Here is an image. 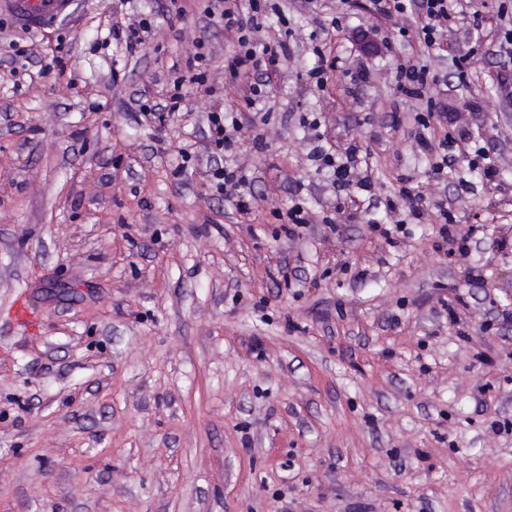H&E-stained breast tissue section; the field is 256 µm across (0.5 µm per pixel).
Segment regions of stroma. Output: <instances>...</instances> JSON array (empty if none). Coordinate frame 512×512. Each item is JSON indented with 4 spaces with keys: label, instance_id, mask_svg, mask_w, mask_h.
<instances>
[{
    "label": "stroma",
    "instance_id": "obj_1",
    "mask_svg": "<svg viewBox=\"0 0 512 512\" xmlns=\"http://www.w3.org/2000/svg\"><path fill=\"white\" fill-rule=\"evenodd\" d=\"M179 2L170 20L169 0H76L35 31L0 14V512H512V56L477 54L459 80L463 24L427 57L434 98L499 169L488 184L458 157L435 179L426 104L396 89L414 44L369 0H278L262 38L291 31L292 54L243 131L245 223L204 165L175 172L214 103L239 100L233 36ZM136 10L156 19L144 51L97 49ZM198 40L212 92L141 121L137 92L165 98ZM316 45L340 57L320 88ZM319 142L371 153L360 222L308 161ZM406 184L448 201L470 256L446 255L431 215L374 232ZM295 202L313 222L290 238L274 212ZM21 296L35 327L12 317Z\"/></svg>",
    "mask_w": 512,
    "mask_h": 512
}]
</instances>
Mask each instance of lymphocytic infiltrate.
<instances>
[{
	"instance_id": "f902f5d3",
	"label": "lymphocytic infiltrate",
	"mask_w": 512,
	"mask_h": 512,
	"mask_svg": "<svg viewBox=\"0 0 512 512\" xmlns=\"http://www.w3.org/2000/svg\"><path fill=\"white\" fill-rule=\"evenodd\" d=\"M465 0H371L374 16L397 22L401 37H414L421 54L444 51L448 48V31L457 21V10ZM205 16L222 25L237 42L236 51L224 59V81L236 86L246 104L245 110H228L214 107L207 115V127L202 137V149L208 156L224 155L235 149L240 141L243 127L250 124L248 109L257 108L267 96V89L280 75V63L291 53L290 41L286 38L264 44L259 33L264 26L266 6L263 0H208ZM207 57L205 45H198L189 55L179 76L167 94L159 102L142 101L139 111L152 124H165L182 110V89L187 85L204 86L209 82L204 65ZM395 80L398 90L405 96L426 99L428 110L438 104L427 96L431 84L436 81L427 66L417 60L399 65ZM423 147L434 153L431 167L434 176H441L455 154H474L483 157V177L486 182H495L498 175L493 158L487 157L484 148L474 147L466 132L444 134L423 140ZM310 159L316 166L331 170L333 186L343 190L352 183H359L362 190L371 191L369 177L358 176L356 169L363 159L358 146L349 147L344 155H337L323 145L315 146ZM206 178L210 188L224 196L237 212H250L253 202L247 197L245 188L249 182L243 168L217 165L208 169Z\"/></svg>"
}]
</instances>
